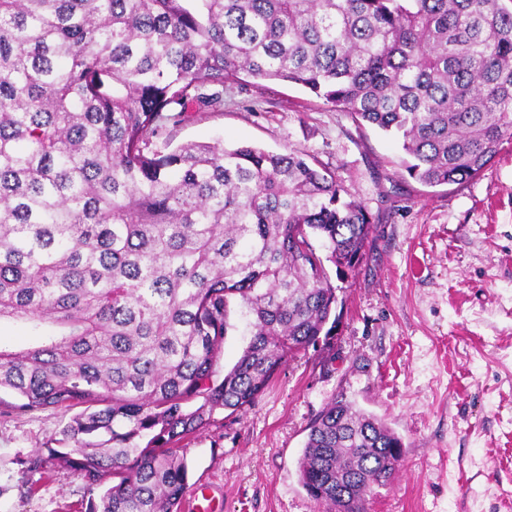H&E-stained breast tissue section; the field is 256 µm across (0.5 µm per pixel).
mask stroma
<instances>
[{
	"instance_id": "obj_1",
	"label": "stroma",
	"mask_w": 512,
	"mask_h": 512,
	"mask_svg": "<svg viewBox=\"0 0 512 512\" xmlns=\"http://www.w3.org/2000/svg\"><path fill=\"white\" fill-rule=\"evenodd\" d=\"M216 109L166 124L173 144L222 140L304 151L330 167L377 224L336 289L335 330L289 359L245 411H216L183 441L191 489L214 512H322L302 488L309 426L337 396L383 419L405 448L367 512H512V141L462 185L411 179L400 145L305 89L228 82ZM0 394V512H86L98 491L26 459L70 413H16Z\"/></svg>"
}]
</instances>
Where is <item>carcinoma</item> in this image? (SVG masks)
I'll use <instances>...</instances> for the list:
<instances>
[{
	"instance_id": "obj_1",
	"label": "carcinoma",
	"mask_w": 512,
	"mask_h": 512,
	"mask_svg": "<svg viewBox=\"0 0 512 512\" xmlns=\"http://www.w3.org/2000/svg\"><path fill=\"white\" fill-rule=\"evenodd\" d=\"M243 77L299 85L396 137L427 186L477 177L512 139L506 0H0V346L18 413L79 409L61 466L102 489L88 512H182L177 444L249 408L330 322L372 214L304 152L171 140L161 122ZM321 242L317 255L311 238ZM251 318L219 375L231 309ZM384 421L332 400L299 481L324 512H365L402 461ZM26 329L20 323L0 324V341L13 347H27L34 342L33 336L27 335Z\"/></svg>"
}]
</instances>
